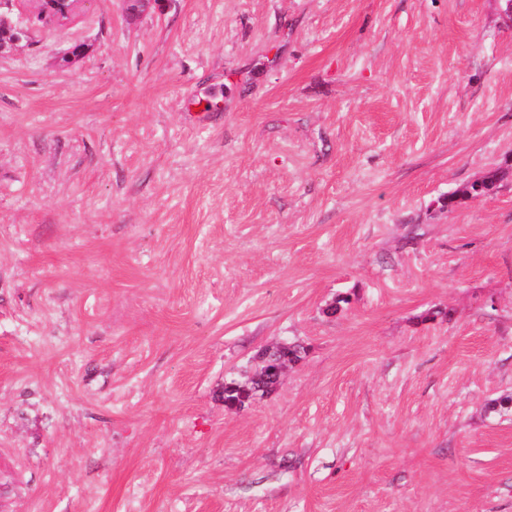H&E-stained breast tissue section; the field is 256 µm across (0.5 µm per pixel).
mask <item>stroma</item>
Instances as JSON below:
<instances>
[{"label":"stroma","instance_id":"stroma-1","mask_svg":"<svg viewBox=\"0 0 512 512\" xmlns=\"http://www.w3.org/2000/svg\"><path fill=\"white\" fill-rule=\"evenodd\" d=\"M11 18L0 512H512L503 0Z\"/></svg>","mask_w":512,"mask_h":512}]
</instances>
